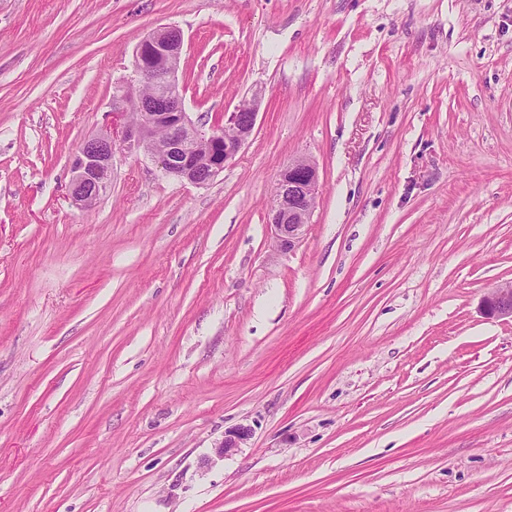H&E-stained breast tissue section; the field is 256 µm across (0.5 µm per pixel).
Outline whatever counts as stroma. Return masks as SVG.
Returning a JSON list of instances; mask_svg holds the SVG:
<instances>
[{"instance_id": "1", "label": "stroma", "mask_w": 512, "mask_h": 512, "mask_svg": "<svg viewBox=\"0 0 512 512\" xmlns=\"http://www.w3.org/2000/svg\"><path fill=\"white\" fill-rule=\"evenodd\" d=\"M164 25L192 120L257 93L254 131L204 185L116 156L78 209ZM508 281L512 0H0V512H512ZM318 172L307 158L281 171L269 210V225L278 247L292 250L306 234L316 203ZM482 310L488 318L512 319V281L492 289L482 300ZM252 429L247 425H240L234 429L226 431L224 433V440L217 447V453L220 456L233 451L235 448H242V445L246 444L250 439Z\"/></svg>"}]
</instances>
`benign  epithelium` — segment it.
Listing matches in <instances>:
<instances>
[{"instance_id":"7a95c632","label":"benign epithelium","mask_w":512,"mask_h":512,"mask_svg":"<svg viewBox=\"0 0 512 512\" xmlns=\"http://www.w3.org/2000/svg\"><path fill=\"white\" fill-rule=\"evenodd\" d=\"M184 48L182 31L160 26L149 32L135 50L137 79L112 96V123L82 142L71 163L68 197L80 209L99 201L112 184L116 153H143L164 174L204 185L221 172L247 143L255 128L260 97L253 95L234 111L224 113V126L204 129L184 109L177 73ZM137 113H132V110ZM166 136L156 147L158 132ZM318 172L307 158L281 171L269 210V225L278 247L291 250L303 239L316 203ZM490 318H512V281L492 289L482 300ZM251 427L240 425L224 433L217 453L242 447Z\"/></svg>"}]
</instances>
